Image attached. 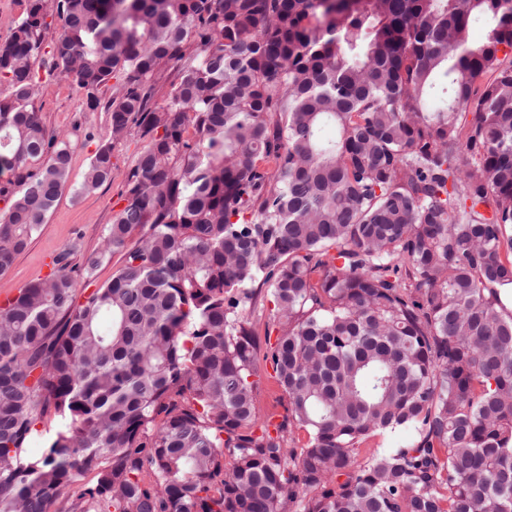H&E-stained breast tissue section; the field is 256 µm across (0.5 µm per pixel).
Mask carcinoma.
<instances>
[{
    "label": "carcinoma",
    "mask_w": 512,
    "mask_h": 512,
    "mask_svg": "<svg viewBox=\"0 0 512 512\" xmlns=\"http://www.w3.org/2000/svg\"><path fill=\"white\" fill-rule=\"evenodd\" d=\"M43 73L91 110L113 83L74 195L143 147L83 262L123 253L112 278L75 304L64 250L0 305V512H512V0H26L0 274L68 186ZM259 288H261V292L252 310L253 322L260 341L259 363L261 367V377L258 401L263 414H274L276 417H280L285 414V409L288 405L287 398L277 383L270 378V374L272 373L270 365H265V362L263 361V355L267 347L265 344L267 328L269 327V330L271 331V343L275 342L277 333L272 331L273 321L269 315L267 302L263 301V297L267 293L268 286L265 285ZM413 435L410 432L401 433H384L376 435L368 439L361 445L360 455L364 456L370 449L373 448H397L399 445H405L413 440Z\"/></svg>",
    "instance_id": "cac0c4a2"
}]
</instances>
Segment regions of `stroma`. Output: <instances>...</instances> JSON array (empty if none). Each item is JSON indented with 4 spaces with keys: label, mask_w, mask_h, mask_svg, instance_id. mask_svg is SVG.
<instances>
[{
    "label": "stroma",
    "mask_w": 512,
    "mask_h": 512,
    "mask_svg": "<svg viewBox=\"0 0 512 512\" xmlns=\"http://www.w3.org/2000/svg\"><path fill=\"white\" fill-rule=\"evenodd\" d=\"M111 96V87H103L99 92L102 105L92 111L83 95L67 80L56 77L40 84L35 102L49 133L67 137L74 146L71 188L64 191L9 271L0 274V302L14 296L18 289L45 278L61 251H69L72 265L78 266L90 253L103 250L107 228L121 206L119 194L126 173L142 147L141 141L131 139L117 145L110 182L80 197L73 196L71 189L81 183L99 138L109 130L110 114L103 104Z\"/></svg>",
    "instance_id": "35a3bbf8"
}]
</instances>
